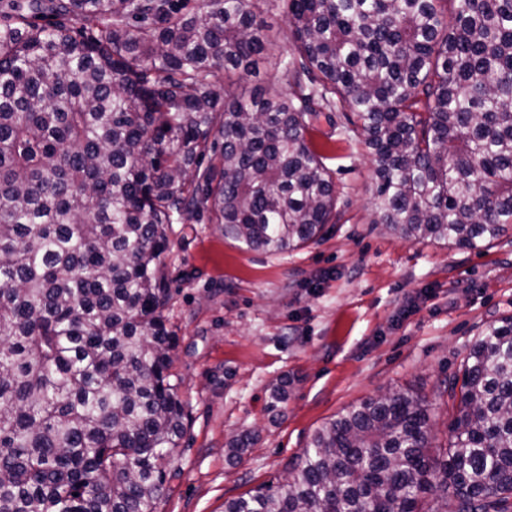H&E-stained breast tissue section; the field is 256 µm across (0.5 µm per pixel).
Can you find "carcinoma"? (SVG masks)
I'll list each match as a JSON object with an SVG mask.
<instances>
[{
    "label": "carcinoma",
    "mask_w": 512,
    "mask_h": 512,
    "mask_svg": "<svg viewBox=\"0 0 512 512\" xmlns=\"http://www.w3.org/2000/svg\"><path fill=\"white\" fill-rule=\"evenodd\" d=\"M275 2L0 0V512H156L185 419L167 226L206 211L272 254L320 238V112L362 132L373 223L467 249L512 225V0H283L288 59ZM258 56L289 95L243 91ZM441 393L442 454L425 399L388 392L224 512H428L438 491L434 512H512V316ZM277 8H274L266 15L267 22L271 25V31L269 34L271 38L276 42L278 49L287 59L289 58V52L291 47V40L288 31V20L284 13L282 2Z\"/></svg>",
    "instance_id": "carcinoma-1"
}]
</instances>
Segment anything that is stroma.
I'll return each mask as SVG.
<instances>
[{"instance_id":"obj_1","label":"stroma","mask_w":512,"mask_h":512,"mask_svg":"<svg viewBox=\"0 0 512 512\" xmlns=\"http://www.w3.org/2000/svg\"><path fill=\"white\" fill-rule=\"evenodd\" d=\"M307 138L336 184L338 215L318 240L273 255L204 217L170 229L165 316L187 420L157 512H224L284 482L322 424L399 387L427 400L432 443L448 445L440 386L489 323L512 315V229L481 250L405 240L372 221L359 129L324 111ZM282 381L288 400L275 409ZM243 433L254 445L230 457Z\"/></svg>"}]
</instances>
